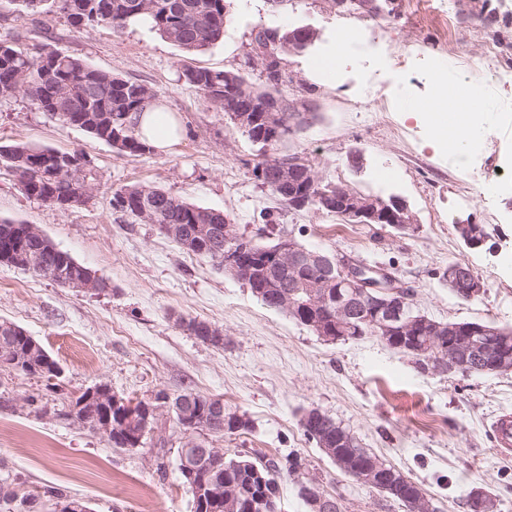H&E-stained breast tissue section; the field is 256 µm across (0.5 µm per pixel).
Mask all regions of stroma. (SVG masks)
<instances>
[{"mask_svg": "<svg viewBox=\"0 0 512 512\" xmlns=\"http://www.w3.org/2000/svg\"><path fill=\"white\" fill-rule=\"evenodd\" d=\"M379 6V14L369 15L334 9L329 0H294L279 11L269 0H231L223 40L195 55L145 25L78 30L58 13L36 24L0 10V39L24 48L47 44L145 83L182 127L166 151L134 156L38 111L25 95L0 99V145L80 150L97 170L89 202L68 210L28 197L1 170L0 220L36 225L107 284L79 291L0 266V322L25 329L63 369L50 381L0 367V483L21 475L22 495L60 487L92 512H194L177 468L187 434L172 416H161L132 450L113 448L105 435L67 417L76 394L105 384L133 402L188 389L223 399L249 427L210 435L214 447L297 461L282 485L284 512H307L299 486L311 479L342 512H404L342 473L305 436L301 420L314 408L416 482L437 512H468L476 488L496 498L499 512H512V455L501 454L489 432L497 413L512 410V372L424 371L375 337L324 342L208 258L112 208L115 190L155 185L224 211L248 236L262 227L266 211L306 247L388 269L430 318L512 328V0H379ZM339 23L368 27L373 48L350 50L332 89L306 79L307 53L286 57L281 92L308 103L313 118L289 135L284 151L308 159L325 181L405 201L416 216L406 230L282 206L252 173L256 146L182 76L188 65L239 70L261 86L260 70L245 65L258 27L308 25L324 39ZM452 43L472 62L487 44L497 47L498 75L483 83L493 133L463 166L427 147L425 127L399 110L432 96L430 64L447 58ZM356 150L363 154L357 169L349 163ZM488 170L497 174L498 192L486 198L480 190ZM460 221L482 226L485 243L467 247ZM452 262L475 270L482 295L463 300L449 290ZM182 318L223 328V346L191 335L179 326Z\"/></svg>", "mask_w": 512, "mask_h": 512, "instance_id": "stroma-1", "label": "stroma"}]
</instances>
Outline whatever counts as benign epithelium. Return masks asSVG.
<instances>
[{
    "label": "benign epithelium",
    "instance_id": "benign-epithelium-1",
    "mask_svg": "<svg viewBox=\"0 0 512 512\" xmlns=\"http://www.w3.org/2000/svg\"><path fill=\"white\" fill-rule=\"evenodd\" d=\"M274 46L276 41L270 37H264L261 43L253 44L248 65L259 66L261 72H266L268 63L275 57ZM285 110L301 115L299 104L285 97L274 102L254 101L246 110L228 112L227 118L235 127L246 130L262 122L271 129L276 139L283 129L280 118ZM300 172L310 177V188L303 197L293 194L288 196V203L295 209L307 206L315 198L325 209L358 224L385 222L406 229L415 223V216L401 199L393 198L386 203L347 188L334 194L326 191L322 187L323 180L299 159L279 166L276 180L263 184V188L280 191L284 185L293 182ZM162 230L186 250L199 245L198 241L185 236L180 224H165ZM457 230L470 247L480 246L486 239V235L479 233L474 224L460 223ZM237 237L236 225L226 224L224 247H211L214 257L223 261L226 273L238 280L246 278L261 282L263 288L259 290V296L271 308L279 311L295 312L298 307L293 299L295 289H306L308 306L314 311H328L335 323L334 327L328 328L318 318L309 321V326L316 330L323 341H339L340 333L354 327L355 323L368 322L382 333L381 340L393 349L399 348L414 354H425L432 348L440 349L437 358L429 359L431 368L436 371L453 373L467 367L457 348L444 343V337L456 331L453 323L426 321L423 335H417L418 319L413 316L411 297L403 293L398 279L390 271L366 266L355 259L340 260L320 251L298 250L286 243L272 253L257 255L246 261L236 251ZM333 274L336 275L334 280L331 279ZM448 275L461 284L462 294L469 300L484 291L482 278L468 265L461 264L449 271ZM30 348L31 359L26 361V366L51 377L61 374L59 364L36 341H31ZM173 410L178 413L179 425L190 434L186 441L188 446L200 448L206 458L223 455L222 449L209 448L201 442V438L208 435V431L201 430V426H211L214 418L224 415V400L220 398L212 397L204 402L194 396H187L175 403L168 398L161 406L152 402L133 405L112 393L107 385L100 384L85 391V397L73 401L69 407V412L91 430L107 435L121 430L137 443L151 424L157 422L164 413ZM330 457L364 485L373 484L375 474L383 469L378 459L372 460L370 467H352L340 451L330 454ZM305 494L312 512L334 510V500L327 498L318 484L307 487ZM236 495L235 484L225 481L222 474L216 475L197 490L198 510L212 512V509H222L226 505L233 508ZM469 503L477 512H497L495 500L479 491L470 494Z\"/></svg>",
    "mask_w": 512,
    "mask_h": 512
}]
</instances>
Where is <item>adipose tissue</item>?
Segmentation results:
<instances>
[{
	"instance_id": "ef3b65f1",
	"label": "adipose tissue",
	"mask_w": 512,
	"mask_h": 512,
	"mask_svg": "<svg viewBox=\"0 0 512 512\" xmlns=\"http://www.w3.org/2000/svg\"><path fill=\"white\" fill-rule=\"evenodd\" d=\"M442 86L441 95L437 98L422 100L415 112L416 119L421 120L429 130L432 145L438 146L452 142L458 163H466L473 147L484 141L492 132V125L485 110V92L480 85H473L471 95L466 101L465 108H458L451 88L455 83L453 75H439ZM456 113L453 126L440 124L435 117L436 108ZM137 132L141 139L157 151H165L173 144L176 137L172 129L171 113L162 111L157 104L148 105L144 112L136 118Z\"/></svg>"
}]
</instances>
